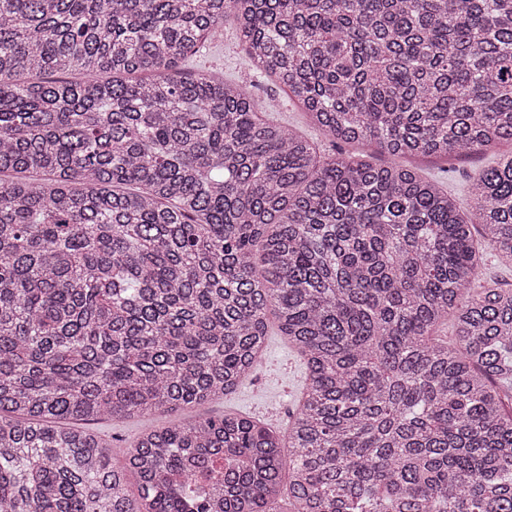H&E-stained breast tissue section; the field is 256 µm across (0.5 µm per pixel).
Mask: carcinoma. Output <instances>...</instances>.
<instances>
[{
    "label": "carcinoma",
    "mask_w": 512,
    "mask_h": 512,
    "mask_svg": "<svg viewBox=\"0 0 512 512\" xmlns=\"http://www.w3.org/2000/svg\"><path fill=\"white\" fill-rule=\"evenodd\" d=\"M227 17L334 144H512V0H0V512H512V153L468 212L326 156L181 70ZM272 324L286 440L227 412L116 463L61 425L222 399Z\"/></svg>",
    "instance_id": "obj_1"
}]
</instances>
